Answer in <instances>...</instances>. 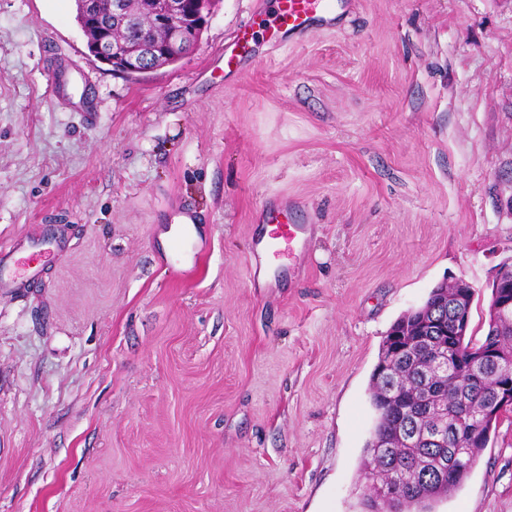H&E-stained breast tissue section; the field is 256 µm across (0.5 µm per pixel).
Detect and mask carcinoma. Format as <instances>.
I'll use <instances>...</instances> for the list:
<instances>
[{"instance_id": "obj_1", "label": "carcinoma", "mask_w": 512, "mask_h": 512, "mask_svg": "<svg viewBox=\"0 0 512 512\" xmlns=\"http://www.w3.org/2000/svg\"><path fill=\"white\" fill-rule=\"evenodd\" d=\"M97 13L107 29L122 31L131 43L141 41L148 34L151 4L147 0H127L126 11L119 16L112 14L106 0H98ZM452 302L453 299L444 293L433 292L422 308L410 313L414 319L424 316L437 322L433 330L427 332L426 339L412 342L407 336L393 343L388 335L382 342L378 362L385 361L393 347L403 350L404 360L400 361L398 370L405 381L413 388L448 397V411L422 418L413 412L401 411L396 396L388 394L385 382L378 378L379 368H374L371 404L377 418L361 464L363 470H372V474L387 484L398 482L408 491L395 500H376L367 494L363 500L364 512H432L434 502L456 490L468 477L490 441L492 428L501 420V414L493 407L512 392V322L495 327L496 335L470 339L459 349L464 358L474 355L487 344L501 350V365L477 367L483 375V383H472L473 373L468 368L442 382H424L420 368L426 362L429 350L449 342L448 316ZM464 406L477 414L476 419L460 415ZM438 428L443 429L446 437L456 428L462 436L470 431L477 433L475 448L464 456L461 464L441 463L448 459V446L435 442L432 431Z\"/></svg>"}]
</instances>
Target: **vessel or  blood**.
Here are the masks:
<instances>
[{
  "instance_id": "obj_1",
  "label": "vessel or blood",
  "mask_w": 512,
  "mask_h": 512,
  "mask_svg": "<svg viewBox=\"0 0 512 512\" xmlns=\"http://www.w3.org/2000/svg\"><path fill=\"white\" fill-rule=\"evenodd\" d=\"M344 0H276V9L269 27L272 40L284 34H297L321 26L331 27L338 8ZM287 207L278 206L268 210L267 221L271 228L260 237L255 246L256 258L267 259L281 255L285 244L297 238L300 226L285 224Z\"/></svg>"
}]
</instances>
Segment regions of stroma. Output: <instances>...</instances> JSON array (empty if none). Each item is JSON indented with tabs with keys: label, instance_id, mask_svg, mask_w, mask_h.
<instances>
[{
	"label": "stroma",
	"instance_id": "35a3bbf8",
	"mask_svg": "<svg viewBox=\"0 0 512 512\" xmlns=\"http://www.w3.org/2000/svg\"><path fill=\"white\" fill-rule=\"evenodd\" d=\"M271 44L217 0L137 77L0 0V512H360L391 325L512 259V0H349ZM251 57L224 71L241 29ZM309 225L248 276L265 205ZM204 249L172 276L160 236ZM434 512H512V414Z\"/></svg>",
	"mask_w": 512,
	"mask_h": 512
}]
</instances>
